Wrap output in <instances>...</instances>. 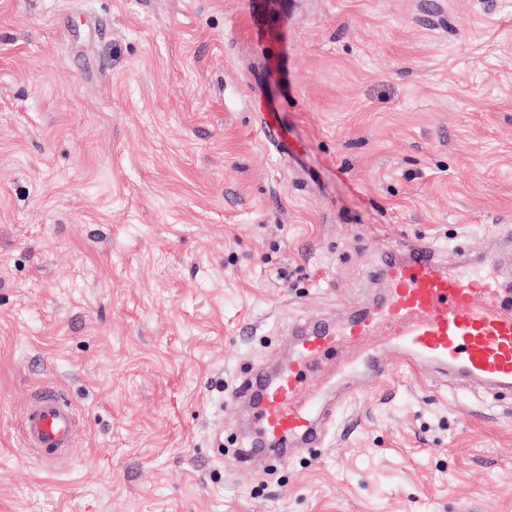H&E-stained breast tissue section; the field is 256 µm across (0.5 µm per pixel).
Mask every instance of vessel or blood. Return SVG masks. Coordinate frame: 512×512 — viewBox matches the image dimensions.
I'll use <instances>...</instances> for the list:
<instances>
[{"label":"vessel or blood","instance_id":"b4317fda","mask_svg":"<svg viewBox=\"0 0 512 512\" xmlns=\"http://www.w3.org/2000/svg\"><path fill=\"white\" fill-rule=\"evenodd\" d=\"M271 103L261 114V132L279 152L294 147ZM496 250L448 263L440 248L417 240L399 256L381 257L370 269L382 288L365 312L342 324L300 326L286 336L287 355L273 372L245 368L234 402H246L253 448L273 459L299 448L321 446L335 405L323 398L321 364L336 362L342 374L385 377V348L411 365L426 364L497 391H512V279L499 273ZM77 416L61 391L35 394L21 422L24 448L44 470L56 469L72 448Z\"/></svg>","mask_w":512,"mask_h":512}]
</instances>
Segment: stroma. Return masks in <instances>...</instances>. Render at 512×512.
<instances>
[{
	"mask_svg": "<svg viewBox=\"0 0 512 512\" xmlns=\"http://www.w3.org/2000/svg\"><path fill=\"white\" fill-rule=\"evenodd\" d=\"M507 224L512 0H0V512H512V397L466 379L390 356L271 468L225 402L377 256ZM46 386L52 472L17 434ZM281 112L276 103H270L264 106V112H261V132L267 144L277 151L288 154L299 155V151L288 141V135L282 125L275 119L276 113ZM77 416L61 391L51 387L35 394L25 407L21 422L23 447L31 451L46 471L73 447Z\"/></svg>",
	"mask_w": 512,
	"mask_h": 512,
	"instance_id": "stroma-1",
	"label": "stroma"
}]
</instances>
